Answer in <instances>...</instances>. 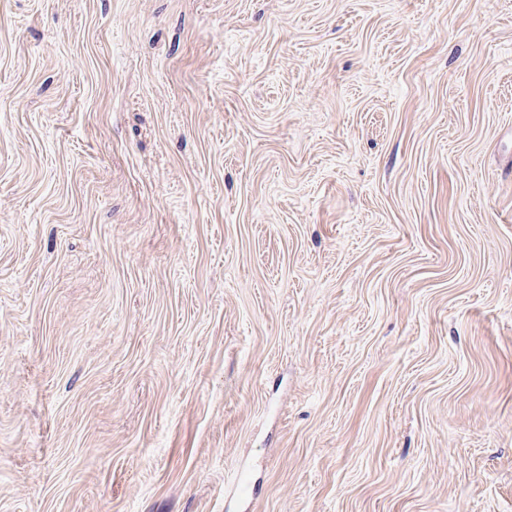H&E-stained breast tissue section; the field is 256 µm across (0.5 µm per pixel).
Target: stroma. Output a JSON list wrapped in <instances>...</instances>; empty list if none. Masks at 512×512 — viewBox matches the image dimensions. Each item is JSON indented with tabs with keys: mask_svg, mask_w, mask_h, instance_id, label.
I'll return each mask as SVG.
<instances>
[{
	"mask_svg": "<svg viewBox=\"0 0 512 512\" xmlns=\"http://www.w3.org/2000/svg\"><path fill=\"white\" fill-rule=\"evenodd\" d=\"M0 512H512V0H0Z\"/></svg>",
	"mask_w": 512,
	"mask_h": 512,
	"instance_id": "stroma-1",
	"label": "stroma"
}]
</instances>
